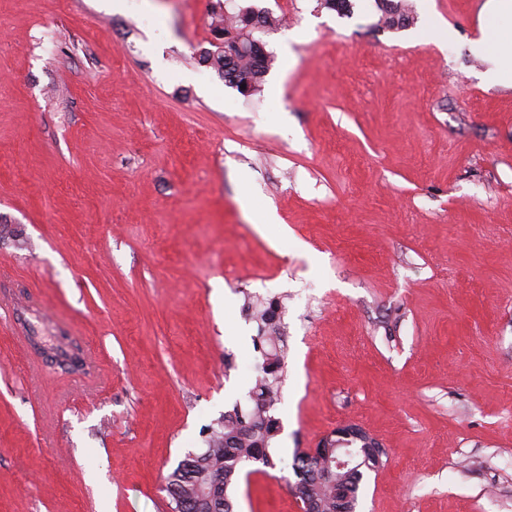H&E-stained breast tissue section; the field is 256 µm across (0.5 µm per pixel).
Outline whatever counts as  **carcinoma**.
I'll list each match as a JSON object with an SVG mask.
<instances>
[{"label": "carcinoma", "mask_w": 512, "mask_h": 512, "mask_svg": "<svg viewBox=\"0 0 512 512\" xmlns=\"http://www.w3.org/2000/svg\"><path fill=\"white\" fill-rule=\"evenodd\" d=\"M382 22L388 28L407 27L414 22L411 11L397 0H381ZM268 12L241 10L236 15L226 16L222 10L212 12V31L223 46L221 51L203 48L198 53V62L217 71L225 85L239 90L244 96L260 91L264 78L270 70L274 56L255 53L239 48L235 38L228 37L231 31L247 27L251 32L262 31L274 25ZM246 88H241V85ZM256 319L270 328L269 335L254 338V348L266 341L270 350L263 352L259 375L249 392L252 404L246 408L235 403L224 412L217 426L206 430L207 448L202 453H187L168 477L167 492L171 512H232L230 493L238 484L241 467L248 462L260 463L264 467L281 466V470H292L297 484L306 488L307 497L314 512H336V489L349 493L347 512H355L364 470L374 469L381 455L362 452L357 464L350 470L336 469V443L342 438L331 434L324 438L325 452L312 458L306 453H297L292 462L278 457L273 447L280 431L279 419L274 410L280 403L279 372L285 367L284 350L279 347V326L276 324V309L269 307L256 314Z\"/></svg>", "instance_id": "cac0c4a2"}]
</instances>
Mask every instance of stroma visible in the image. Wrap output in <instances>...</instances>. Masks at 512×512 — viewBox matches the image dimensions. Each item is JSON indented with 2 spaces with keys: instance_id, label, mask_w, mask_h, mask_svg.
Instances as JSON below:
<instances>
[{
  "instance_id": "1",
  "label": "stroma",
  "mask_w": 512,
  "mask_h": 512,
  "mask_svg": "<svg viewBox=\"0 0 512 512\" xmlns=\"http://www.w3.org/2000/svg\"><path fill=\"white\" fill-rule=\"evenodd\" d=\"M408 2L389 29L377 0H0V291L26 323L0 322V512H170L257 373L251 297L285 326L282 458L353 424L383 450L357 512H512V88L470 50L484 0ZM218 5L282 21L260 93L198 62ZM61 346L94 375L37 366ZM233 502L300 512L277 469Z\"/></svg>"
}]
</instances>
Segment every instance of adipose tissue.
<instances>
[{"instance_id":"obj_1","label":"adipose tissue","mask_w":512,"mask_h":512,"mask_svg":"<svg viewBox=\"0 0 512 512\" xmlns=\"http://www.w3.org/2000/svg\"><path fill=\"white\" fill-rule=\"evenodd\" d=\"M483 29L472 46L474 53L490 64L486 77L491 85L512 87V50L503 48L497 35L512 31V0H485L479 14Z\"/></svg>"}]
</instances>
